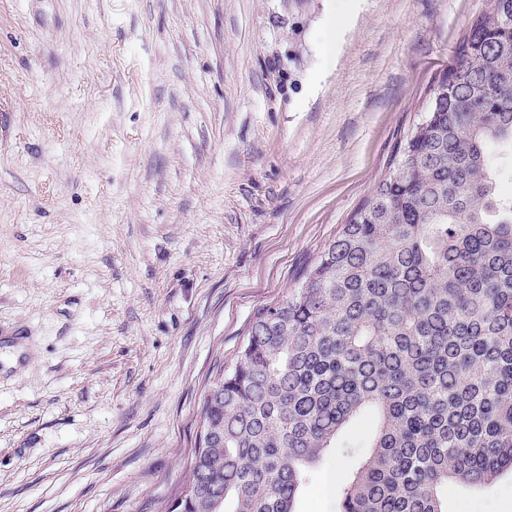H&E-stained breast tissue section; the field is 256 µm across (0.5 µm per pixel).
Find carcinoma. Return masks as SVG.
<instances>
[{
    "label": "carcinoma",
    "mask_w": 512,
    "mask_h": 512,
    "mask_svg": "<svg viewBox=\"0 0 512 512\" xmlns=\"http://www.w3.org/2000/svg\"><path fill=\"white\" fill-rule=\"evenodd\" d=\"M387 173L206 394L171 512H296L364 448L336 512H448L512 474V0H485ZM362 448H335L315 467V474L301 491L297 510L300 512H335L336 483L349 476L357 466Z\"/></svg>",
    "instance_id": "cac0c4a2"
}]
</instances>
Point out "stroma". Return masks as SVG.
Instances as JSON below:
<instances>
[{
  "mask_svg": "<svg viewBox=\"0 0 512 512\" xmlns=\"http://www.w3.org/2000/svg\"><path fill=\"white\" fill-rule=\"evenodd\" d=\"M484 0H0V512H170L202 399ZM335 448L298 512H336ZM448 512H512V476Z\"/></svg>",
  "mask_w": 512,
  "mask_h": 512,
  "instance_id": "stroma-1",
  "label": "stroma"
}]
</instances>
